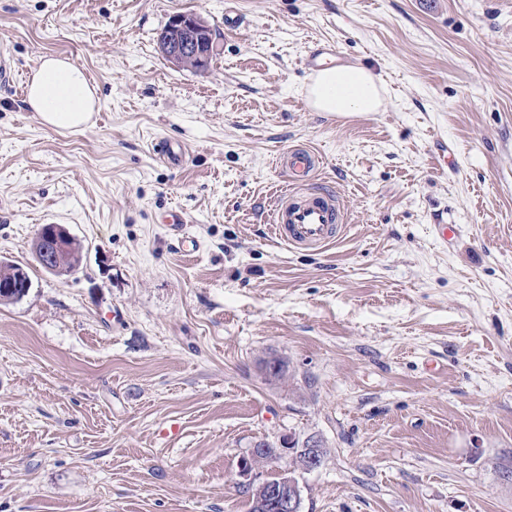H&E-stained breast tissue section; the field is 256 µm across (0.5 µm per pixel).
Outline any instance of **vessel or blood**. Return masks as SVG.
I'll use <instances>...</instances> for the list:
<instances>
[{
    "instance_id": "1",
    "label": "vessel or blood",
    "mask_w": 512,
    "mask_h": 512,
    "mask_svg": "<svg viewBox=\"0 0 512 512\" xmlns=\"http://www.w3.org/2000/svg\"><path fill=\"white\" fill-rule=\"evenodd\" d=\"M152 150L171 166L186 159L183 145L166 140L154 141ZM281 168L290 182L309 180L320 163L318 154L308 147H294L280 158ZM343 221L338 202L331 193L301 190L281 199L274 214L276 236L295 248L325 249L340 236Z\"/></svg>"
}]
</instances>
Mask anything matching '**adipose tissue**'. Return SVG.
<instances>
[{
    "instance_id": "ef3b65f1",
    "label": "adipose tissue",
    "mask_w": 512,
    "mask_h": 512,
    "mask_svg": "<svg viewBox=\"0 0 512 512\" xmlns=\"http://www.w3.org/2000/svg\"><path fill=\"white\" fill-rule=\"evenodd\" d=\"M303 92L313 111L331 115L376 112L384 104L380 77L359 65L323 69ZM26 103L43 125L78 130L92 117L96 86L85 69L68 59L46 56L30 78Z\"/></svg>"
}]
</instances>
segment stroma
<instances>
[{
	"mask_svg": "<svg viewBox=\"0 0 512 512\" xmlns=\"http://www.w3.org/2000/svg\"><path fill=\"white\" fill-rule=\"evenodd\" d=\"M224 3L0 0V259L32 280L0 305V512H248L240 460L287 437L328 450L304 512H512V0H236L234 31ZM177 13L208 70L161 54ZM324 42L380 111L308 108ZM46 55L95 82L89 126L26 105ZM295 145L348 211L322 251L272 232ZM48 223L72 276L35 260ZM173 25L159 35V46L167 60L176 67L202 69L213 52L211 30L191 13L173 17ZM151 147L152 151L168 165L178 167L186 159V150L183 145H174L167 140L161 139L154 141Z\"/></svg>",
	"mask_w": 512,
	"mask_h": 512,
	"instance_id": "1",
	"label": "stroma"
}]
</instances>
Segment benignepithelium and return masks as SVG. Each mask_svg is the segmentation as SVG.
<instances>
[{
    "instance_id": "1",
    "label": "benign epithelium",
    "mask_w": 512,
    "mask_h": 512,
    "mask_svg": "<svg viewBox=\"0 0 512 512\" xmlns=\"http://www.w3.org/2000/svg\"><path fill=\"white\" fill-rule=\"evenodd\" d=\"M159 46L167 60L176 67L201 69L213 52V41L207 35L203 20L191 13H181L173 17V25L166 27L159 35ZM71 234L62 224H49L42 227L33 242V252L43 263L61 273L63 269L53 264L58 255L68 249ZM268 449L253 448L240 464L239 473L250 475L255 468L267 460ZM275 457L285 461V466L271 475L248 484L249 493L255 495V512H303L302 493L293 476V465L305 471L319 469L324 463L316 442L300 448L292 447V442L283 441L276 449Z\"/></svg>"
}]
</instances>
